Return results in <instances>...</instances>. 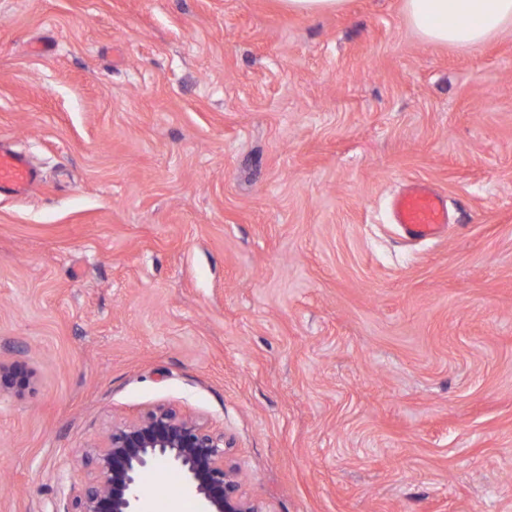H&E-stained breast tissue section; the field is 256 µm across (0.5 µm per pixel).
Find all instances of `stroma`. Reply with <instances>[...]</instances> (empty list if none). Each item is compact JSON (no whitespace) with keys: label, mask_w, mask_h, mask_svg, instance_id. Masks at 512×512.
Masks as SVG:
<instances>
[{"label":"stroma","mask_w":512,"mask_h":512,"mask_svg":"<svg viewBox=\"0 0 512 512\" xmlns=\"http://www.w3.org/2000/svg\"><path fill=\"white\" fill-rule=\"evenodd\" d=\"M54 46L35 53L39 42ZM0 512H50L116 419L232 442L266 512H512V27L403 0H0ZM448 205L410 240L390 199ZM150 512L177 471L140 476ZM282 8L291 14L316 15L339 12L346 0H280ZM411 27L426 41L478 46L512 24V0H403ZM38 173L29 159L9 147L0 146V194L23 196L38 182ZM391 212L395 224L413 239L434 238L447 228L446 203L424 182H414L394 196Z\"/></svg>","instance_id":"35a3bbf8"}]
</instances>
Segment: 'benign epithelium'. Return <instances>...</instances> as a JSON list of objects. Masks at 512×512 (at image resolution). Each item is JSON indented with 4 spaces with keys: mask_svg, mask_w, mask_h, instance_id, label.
Listing matches in <instances>:
<instances>
[{
    "mask_svg": "<svg viewBox=\"0 0 512 512\" xmlns=\"http://www.w3.org/2000/svg\"><path fill=\"white\" fill-rule=\"evenodd\" d=\"M230 449L224 433L198 417L156 405L135 419L112 422L101 442L84 450L91 479L71 491L64 510L53 512H140V476L157 465L180 472L199 512H266L243 492L237 468L226 464Z\"/></svg>",
    "mask_w": 512,
    "mask_h": 512,
    "instance_id": "obj_1",
    "label": "benign epithelium"
}]
</instances>
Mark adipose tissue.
<instances>
[{"instance_id": "1", "label": "adipose tissue", "mask_w": 512, "mask_h": 512, "mask_svg": "<svg viewBox=\"0 0 512 512\" xmlns=\"http://www.w3.org/2000/svg\"><path fill=\"white\" fill-rule=\"evenodd\" d=\"M411 27L426 41L478 46L512 24V0H403Z\"/></svg>"}]
</instances>
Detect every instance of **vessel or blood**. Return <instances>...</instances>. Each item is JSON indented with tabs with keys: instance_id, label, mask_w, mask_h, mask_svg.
I'll return each instance as SVG.
<instances>
[{
	"instance_id": "b4317fda",
	"label": "vessel or blood",
	"mask_w": 512,
	"mask_h": 512,
	"mask_svg": "<svg viewBox=\"0 0 512 512\" xmlns=\"http://www.w3.org/2000/svg\"><path fill=\"white\" fill-rule=\"evenodd\" d=\"M38 181L29 159L11 148L0 146V194L23 196ZM395 224L414 239L438 236L446 228L448 209L441 195L423 182L410 184L391 201Z\"/></svg>"
}]
</instances>
